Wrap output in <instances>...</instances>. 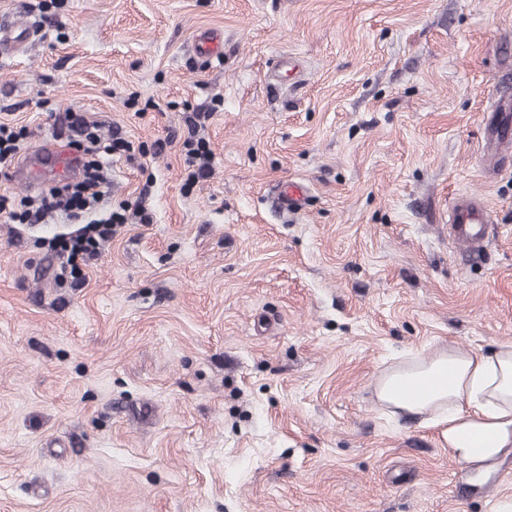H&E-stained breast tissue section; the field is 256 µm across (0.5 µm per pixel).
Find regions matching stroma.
I'll list each match as a JSON object with an SVG mask.
<instances>
[{
  "label": "stroma",
  "instance_id": "1",
  "mask_svg": "<svg viewBox=\"0 0 512 512\" xmlns=\"http://www.w3.org/2000/svg\"><path fill=\"white\" fill-rule=\"evenodd\" d=\"M0 55V121L120 130L109 204L148 190L85 282L0 214V512H499L482 470L375 386L410 354L512 342V0H53ZM224 38V60L191 50ZM209 113V178L185 118ZM167 144L155 153V141ZM306 184L289 215L276 183ZM498 227L448 237L461 192ZM193 53L206 62L218 61L223 57L217 38L210 35L200 34L196 36L192 45ZM210 115L206 112H193L187 117V137L183 141V147L187 150L188 169L187 182L195 183L199 179L208 177L211 170V151L201 130L205 129V120ZM193 167V169H190Z\"/></svg>",
  "mask_w": 512,
  "mask_h": 512
}]
</instances>
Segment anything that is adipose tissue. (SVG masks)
<instances>
[{
	"mask_svg": "<svg viewBox=\"0 0 512 512\" xmlns=\"http://www.w3.org/2000/svg\"><path fill=\"white\" fill-rule=\"evenodd\" d=\"M376 400L390 415L440 426L457 462L494 460L512 447V343L412 355L380 377Z\"/></svg>",
	"mask_w": 512,
	"mask_h": 512,
	"instance_id": "ef3b65f1",
	"label": "adipose tissue"
}]
</instances>
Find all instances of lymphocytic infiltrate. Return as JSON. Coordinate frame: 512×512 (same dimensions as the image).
Returning <instances> with one entry per match:
<instances>
[{
  "label": "lymphocytic infiltrate",
  "mask_w": 512,
  "mask_h": 512,
  "mask_svg": "<svg viewBox=\"0 0 512 512\" xmlns=\"http://www.w3.org/2000/svg\"><path fill=\"white\" fill-rule=\"evenodd\" d=\"M207 113L196 112L187 119V136L183 146L187 151L190 170L188 182L208 177L211 170V152L202 132ZM63 123L69 131V140L84 155L82 177L76 184L50 188L32 199H23L19 210H9V199L0 195V212L8 213L21 224H46L57 215L80 224L75 236L60 241L55 251L62 270L76 274L82 262L95 257L101 245L113 235V227L125 223V214L106 207L105 199L110 185L108 165L114 152L128 148L129 143L119 135L101 138L97 122L81 112L66 113Z\"/></svg>",
  "instance_id": "f902f5d3"
}]
</instances>
